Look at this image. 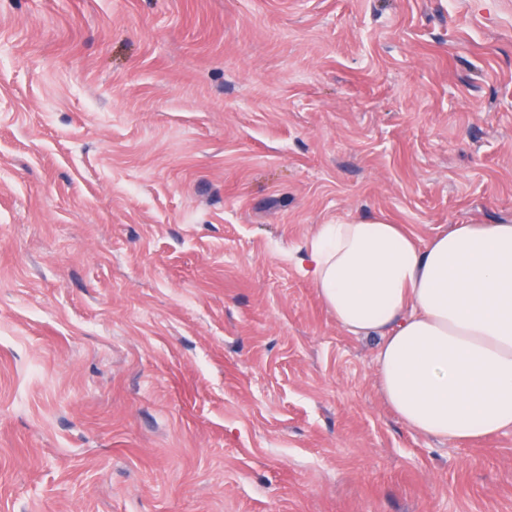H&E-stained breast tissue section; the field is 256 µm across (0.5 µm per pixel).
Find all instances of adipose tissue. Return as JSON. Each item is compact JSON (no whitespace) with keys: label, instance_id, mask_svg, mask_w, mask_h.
I'll return each mask as SVG.
<instances>
[{"label":"adipose tissue","instance_id":"ef3b65f1","mask_svg":"<svg viewBox=\"0 0 512 512\" xmlns=\"http://www.w3.org/2000/svg\"><path fill=\"white\" fill-rule=\"evenodd\" d=\"M304 273L337 325L378 341V385L413 432L467 443L512 428V222L428 240L382 218L319 225Z\"/></svg>","mask_w":512,"mask_h":512}]
</instances>
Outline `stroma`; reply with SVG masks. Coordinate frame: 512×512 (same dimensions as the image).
Returning a JSON list of instances; mask_svg holds the SVG:
<instances>
[{"instance_id":"obj_1","label":"stroma","mask_w":512,"mask_h":512,"mask_svg":"<svg viewBox=\"0 0 512 512\" xmlns=\"http://www.w3.org/2000/svg\"><path fill=\"white\" fill-rule=\"evenodd\" d=\"M372 216L512 221V0H0V512H512L293 260Z\"/></svg>"}]
</instances>
